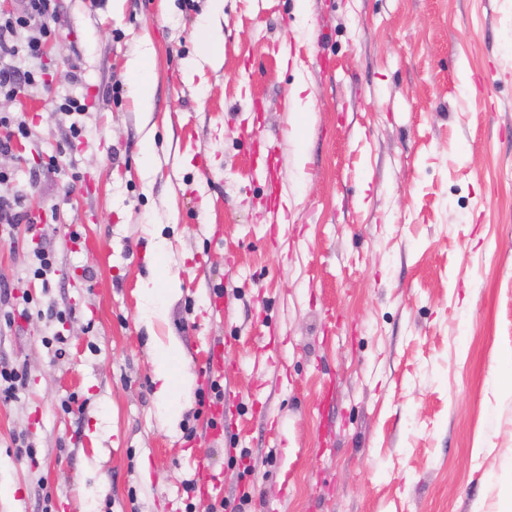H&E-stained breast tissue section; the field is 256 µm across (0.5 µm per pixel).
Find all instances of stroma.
<instances>
[{
	"label": "stroma",
	"mask_w": 512,
	"mask_h": 512,
	"mask_svg": "<svg viewBox=\"0 0 512 512\" xmlns=\"http://www.w3.org/2000/svg\"><path fill=\"white\" fill-rule=\"evenodd\" d=\"M53 8L43 84L0 108L31 128L0 196L40 218L0 226V290L32 299L0 323L27 371L0 397V512H512V0ZM176 351V347L169 346L166 349L157 351L154 359L155 381L160 383L158 394L163 400L170 396L174 388L175 374L171 359Z\"/></svg>",
	"instance_id": "stroma-1"
}]
</instances>
